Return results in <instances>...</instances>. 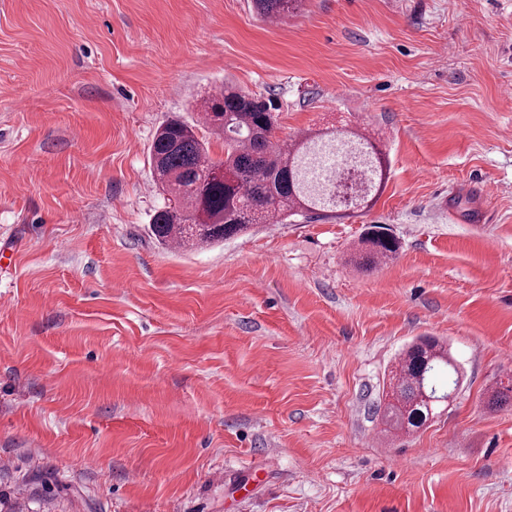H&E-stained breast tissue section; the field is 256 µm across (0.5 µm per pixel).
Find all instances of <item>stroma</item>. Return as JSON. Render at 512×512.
I'll return each instance as SVG.
<instances>
[{
    "mask_svg": "<svg viewBox=\"0 0 512 512\" xmlns=\"http://www.w3.org/2000/svg\"><path fill=\"white\" fill-rule=\"evenodd\" d=\"M227 81L371 136L376 201L158 244L155 131ZM2 251L0 512H512V0H0ZM421 336L463 377L404 434ZM256 12L264 19L280 20L295 12L303 0H252ZM388 230L382 224H372L361 240L363 245L370 246L372 262H386L396 257L400 247L399 241L388 233ZM448 373V387L457 386L459 368L439 340L425 337L400 355L389 384L383 417L396 430L409 434L423 427L436 407L446 402L451 392L438 394L434 378ZM442 399V400H441Z\"/></svg>",
    "mask_w": 512,
    "mask_h": 512,
    "instance_id": "stroma-1",
    "label": "stroma"
}]
</instances>
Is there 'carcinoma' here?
<instances>
[{
  "mask_svg": "<svg viewBox=\"0 0 512 512\" xmlns=\"http://www.w3.org/2000/svg\"><path fill=\"white\" fill-rule=\"evenodd\" d=\"M303 0H253L265 19L279 20L295 12ZM195 120L170 118L156 132L150 149L155 184L168 204L150 224L161 244L178 248L209 246L273 217L325 216L335 209L336 145L352 144L370 158L357 169L355 194L369 203L387 175V162L363 134L334 131L306 133L288 143L275 135L276 111L270 99L256 98L232 87L195 102ZM206 127L224 139V160L212 158L198 136ZM362 244L372 261L396 257L399 241L382 224L368 227ZM448 373V385L459 382V368L439 340L425 337L400 355L389 384L383 417L409 434L423 427L451 392L438 393L434 378Z\"/></svg>",
  "mask_w": 512,
  "mask_h": 512,
  "instance_id": "cac0c4a2",
  "label": "carcinoma"
}]
</instances>
